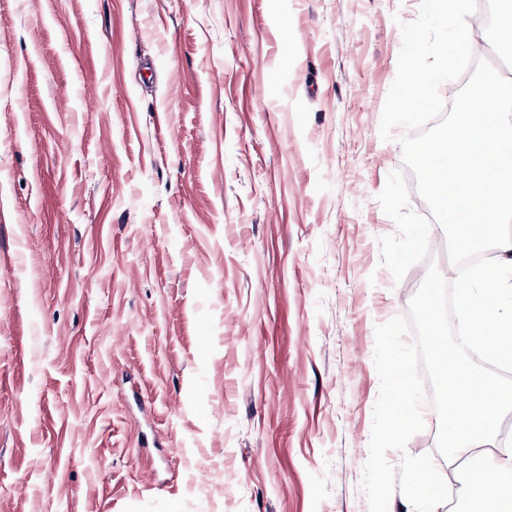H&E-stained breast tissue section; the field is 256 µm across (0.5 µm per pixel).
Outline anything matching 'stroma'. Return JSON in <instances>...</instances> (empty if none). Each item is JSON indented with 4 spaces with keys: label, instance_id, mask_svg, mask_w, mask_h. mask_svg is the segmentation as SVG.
<instances>
[{
    "label": "stroma",
    "instance_id": "stroma-1",
    "mask_svg": "<svg viewBox=\"0 0 512 512\" xmlns=\"http://www.w3.org/2000/svg\"><path fill=\"white\" fill-rule=\"evenodd\" d=\"M420 2L0 0V512H370Z\"/></svg>",
    "mask_w": 512,
    "mask_h": 512
}]
</instances>
